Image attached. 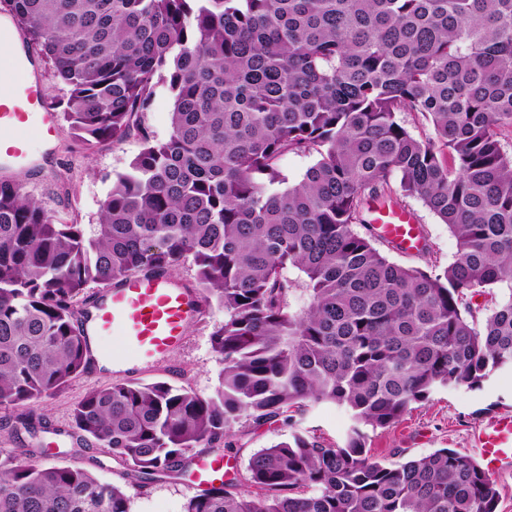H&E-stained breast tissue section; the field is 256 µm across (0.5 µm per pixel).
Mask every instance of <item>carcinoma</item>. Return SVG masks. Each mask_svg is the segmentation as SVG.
Listing matches in <instances>:
<instances>
[{"label": "carcinoma", "instance_id": "carcinoma-1", "mask_svg": "<svg viewBox=\"0 0 512 512\" xmlns=\"http://www.w3.org/2000/svg\"><path fill=\"white\" fill-rule=\"evenodd\" d=\"M0 3L67 87L75 140L142 141L90 234L0 180V409L87 369L75 306L89 284L189 259L224 309L219 387L93 389L72 411L83 445L143 482L244 421L295 426L329 403L350 417L344 446L297 430L251 455L244 489L206 486L184 512H497L474 457L387 463L365 430L512 370V0ZM161 84L164 140L142 124ZM289 154L314 163L288 186ZM407 197L447 225L451 263L405 266L375 246L370 204ZM290 267L307 278L300 312ZM38 454H0V512H130L122 487Z\"/></svg>", "mask_w": 512, "mask_h": 512}]
</instances>
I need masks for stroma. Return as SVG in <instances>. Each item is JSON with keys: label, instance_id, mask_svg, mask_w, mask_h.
Wrapping results in <instances>:
<instances>
[{"label": "stroma", "instance_id": "1", "mask_svg": "<svg viewBox=\"0 0 512 512\" xmlns=\"http://www.w3.org/2000/svg\"><path fill=\"white\" fill-rule=\"evenodd\" d=\"M141 148L140 139L133 136L87 150L74 141L68 126L61 122L51 150L35 153L33 164L14 169L12 176L52 215L84 225L90 231L99 222L101 206L113 181L127 172ZM404 205L415 215L431 252L408 256L392 249L389 258L409 266L425 264L431 256L451 262L457 244L446 225L440 224L419 200L408 198ZM223 319L222 309L213 304L204 306L199 317L187 326L183 343L152 367L131 366L121 371L95 367L73 378L53 397L35 404L31 421L47 425L46 431L37 435L44 447L42 460L87 468L101 481L123 486L130 498V512H183L187 500L198 490L190 472L171 473L140 486L131 483L122 463L111 455L77 445L72 435L71 412L86 392L115 382L166 380L190 387L204 397L212 395L219 385L223 364L211 347L210 333L213 325ZM503 414H512V373L507 371L494 375L476 390L461 388L434 394L392 427L368 430L367 447L371 455L384 461L414 459L439 448L476 457L480 450L472 442L473 432ZM349 426L345 411L321 404L308 409L298 428L325 443L341 446ZM292 430L279 421L261 426L237 425L224 450L229 460L228 479L242 482L250 456L258 449L288 440Z\"/></svg>", "mask_w": 512, "mask_h": 512}]
</instances>
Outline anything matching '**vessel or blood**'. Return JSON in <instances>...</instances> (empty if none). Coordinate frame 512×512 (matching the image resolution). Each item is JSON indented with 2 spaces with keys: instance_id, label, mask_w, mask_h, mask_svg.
<instances>
[{
  "instance_id": "b4317fda",
  "label": "vessel or blood",
  "mask_w": 512,
  "mask_h": 512,
  "mask_svg": "<svg viewBox=\"0 0 512 512\" xmlns=\"http://www.w3.org/2000/svg\"><path fill=\"white\" fill-rule=\"evenodd\" d=\"M56 116L43 97L37 67L15 53L0 55V174L27 165L29 141L51 144ZM381 241L405 254L420 251L425 240L413 214L400 207L376 209ZM200 312L199 299L164 276H133L106 289L92 317V331L113 337L111 348H96L94 359L146 367L179 346L187 324ZM489 474L512 470V414L487 421L473 434ZM225 458L199 457L193 477L216 484L224 476Z\"/></svg>"
}]
</instances>
